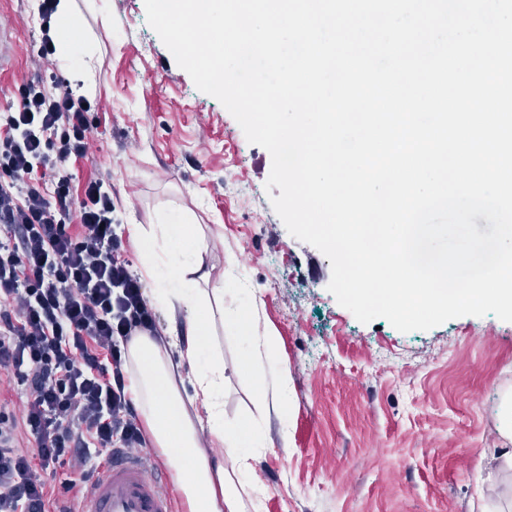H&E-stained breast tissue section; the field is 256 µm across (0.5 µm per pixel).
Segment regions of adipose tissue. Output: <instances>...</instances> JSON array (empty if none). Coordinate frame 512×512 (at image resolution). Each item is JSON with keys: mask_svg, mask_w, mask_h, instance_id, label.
<instances>
[{"mask_svg": "<svg viewBox=\"0 0 512 512\" xmlns=\"http://www.w3.org/2000/svg\"><path fill=\"white\" fill-rule=\"evenodd\" d=\"M131 240L143 250L142 274L155 278L158 266L168 277L154 291L170 328L165 337L135 332L126 346L124 373L133 407L175 470V485L189 512H246L245 488L237 474L247 468L241 433L224 429V351L215 345V315L224 309V290L210 284L205 256L209 239L199 224L180 218L144 229L132 225ZM179 240L183 247L164 251ZM199 365L192 386L184 366ZM223 448L211 455L206 443Z\"/></svg>", "mask_w": 512, "mask_h": 512, "instance_id": "ef3b65f1", "label": "adipose tissue"}]
</instances>
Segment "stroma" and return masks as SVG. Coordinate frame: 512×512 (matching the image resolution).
Here are the masks:
<instances>
[{"label": "stroma", "instance_id": "1", "mask_svg": "<svg viewBox=\"0 0 512 512\" xmlns=\"http://www.w3.org/2000/svg\"><path fill=\"white\" fill-rule=\"evenodd\" d=\"M39 0H0L10 57L0 110L48 75L96 103L87 156L71 164L73 194L91 178L112 185L120 253L141 259L128 227L175 214L203 225L212 283H226L224 425H246L249 512H512V471L489 467L505 448L512 403V322L463 316L427 331L360 323L327 286L331 264L293 237L266 182L270 153L249 143L214 97L199 91L148 25L144 0H73L54 18V55L41 57ZM255 308L278 338L252 370L236 313ZM287 368L283 417L254 395ZM287 439H280V431Z\"/></svg>", "mask_w": 512, "mask_h": 512}]
</instances>
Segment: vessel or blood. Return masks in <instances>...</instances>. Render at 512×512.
I'll return each mask as SVG.
<instances>
[{
  "mask_svg": "<svg viewBox=\"0 0 512 512\" xmlns=\"http://www.w3.org/2000/svg\"><path fill=\"white\" fill-rule=\"evenodd\" d=\"M78 512H175V507L147 462L125 456L101 469L93 494Z\"/></svg>",
  "mask_w": 512,
  "mask_h": 512,
  "instance_id": "1",
  "label": "vessel or blood"
}]
</instances>
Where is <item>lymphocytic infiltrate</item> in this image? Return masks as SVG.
<instances>
[{
  "instance_id": "obj_1",
  "label": "lymphocytic infiltrate",
  "mask_w": 512,
  "mask_h": 512,
  "mask_svg": "<svg viewBox=\"0 0 512 512\" xmlns=\"http://www.w3.org/2000/svg\"><path fill=\"white\" fill-rule=\"evenodd\" d=\"M86 102L56 80L0 111V387L26 395L0 408V512H75L53 498L51 466L69 465L63 489L87 497L97 449L145 445L120 344L154 330L155 315L120 255L111 186L96 178L72 197L69 163L90 149Z\"/></svg>"
}]
</instances>
